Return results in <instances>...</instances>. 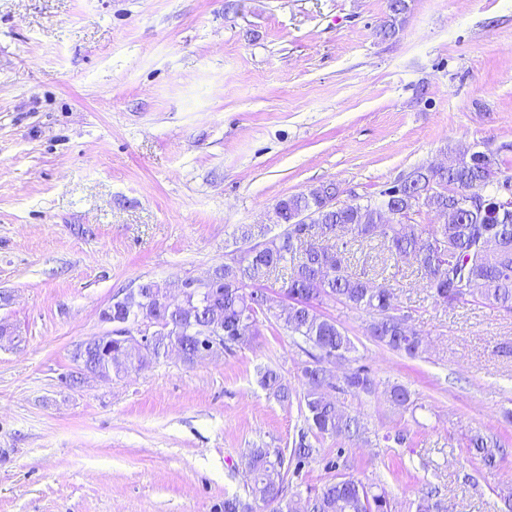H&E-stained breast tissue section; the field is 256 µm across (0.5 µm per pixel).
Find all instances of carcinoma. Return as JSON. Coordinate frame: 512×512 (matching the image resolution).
I'll return each mask as SVG.
<instances>
[{
    "instance_id": "obj_1",
    "label": "carcinoma",
    "mask_w": 512,
    "mask_h": 512,
    "mask_svg": "<svg viewBox=\"0 0 512 512\" xmlns=\"http://www.w3.org/2000/svg\"><path fill=\"white\" fill-rule=\"evenodd\" d=\"M388 9L387 20L378 30L384 40L398 34L397 23L408 10L407 0H388ZM508 164L498 152L483 165L462 159L445 170L417 167L407 173L403 184L387 187L379 198L342 206L332 204L342 193L335 183L281 198L274 213L283 229L262 242L257 261L216 268L208 291H195L175 304L168 303L167 288L160 283H140L112 306V320L133 324L155 320L162 331L153 345L142 349L130 341H114L110 364L102 360L98 347H90L88 362L101 376L118 377L157 362L176 348L182 361L191 366L217 350L230 352L250 342L258 334L259 318L282 320L288 335L305 344L303 352L308 357L300 368L303 396L299 407L305 428L290 449H247L244 464L251 477V501L227 497L224 512H296L298 502L285 496L289 484L301 477L305 467L325 462L322 440L353 442L365 438V425L346 411V401L375 391L371 370L359 365L346 371L335 385L337 397L324 395L333 379L328 365L347 359L354 346L346 331L324 317L317 306L328 299L365 311L371 315L366 331L375 343L411 358L423 351L420 334L401 322L392 288L351 273L347 248L375 241L385 260L396 263L417 253L418 272L436 302L453 304L470 299L511 312L512 267L499 261L487 242L500 236L512 243V218L502 221L482 205L469 202L474 189L485 203H491L498 179L512 180ZM423 208L447 210L448 223H412ZM301 213L320 230L318 242L306 246L298 240L302 224L293 218ZM288 267L291 272L283 280L282 291L295 304L283 319L274 312V299L257 286V281ZM217 327L224 333V344L218 349L210 339ZM260 385L276 400L292 402L293 391L276 371L264 370ZM390 402L406 410L413 404L411 392L395 385L390 390ZM506 447V442L480 431L466 435L469 453L489 470L503 460ZM333 467V463L325 462V469ZM304 512H392V505L386 490L376 491L351 476L336 475L309 493ZM415 512H446L439 491L430 490L420 497Z\"/></svg>"
}]
</instances>
